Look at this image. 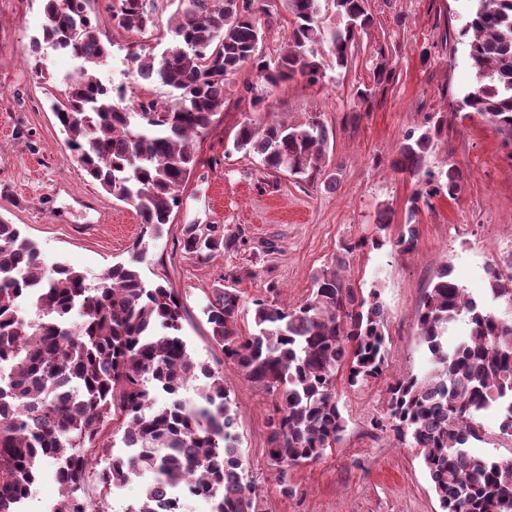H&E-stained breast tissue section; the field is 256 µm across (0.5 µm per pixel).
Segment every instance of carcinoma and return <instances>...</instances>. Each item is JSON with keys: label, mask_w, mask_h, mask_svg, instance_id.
Here are the masks:
<instances>
[{"label": "carcinoma", "mask_w": 512, "mask_h": 512, "mask_svg": "<svg viewBox=\"0 0 512 512\" xmlns=\"http://www.w3.org/2000/svg\"><path fill=\"white\" fill-rule=\"evenodd\" d=\"M91 0H46L42 41L85 63L109 55ZM255 0H179L172 15L175 42L159 57L131 52L128 60L145 80L175 92L159 110L134 109L106 93L83 67L72 75L52 111L85 174L105 192L131 206L157 234L180 205V188L197 164L190 143L224 108V77L252 63L275 87L297 76L311 84L323 73L316 48L328 44L336 66L348 67L350 46L372 17L367 0H332L339 24L322 26L319 0H287L291 15L288 51L270 61L257 54L264 29ZM114 25L142 33L152 24L144 0H119ZM465 32L478 84L463 108L492 123L512 145V0H472ZM437 119L406 134L392 166L421 177L408 214L439 195L455 198L465 175L454 163L424 169L427 150L444 128ZM329 129L314 115L299 122L240 125L237 151L260 157L271 173L318 177L332 187L341 169L329 166ZM416 228L407 224L395 246L410 253ZM346 243L332 264L319 270L307 300L285 311L255 301L254 329L243 333L240 297L229 287L213 291L207 322L213 341L248 382L275 396L269 416L270 465L282 496L293 495L288 468L315 463L338 443L346 421L335 389L340 370L350 385L381 377L387 356L386 319L377 292L363 295L345 275L344 255L365 246ZM232 241L211 225L183 226L188 254L217 253ZM141 242L126 262L112 265L97 283L80 271L46 268L35 243L0 219V512H23L43 462L56 466L61 500L50 512H105L85 485L100 492L141 472L153 475L132 512H181L176 491L207 498L211 512H259L246 481L224 374L194 362L179 334L183 303L162 283L142 279ZM491 304L468 296L444 271L424 294L420 336L432 369L397 378L388 386V423L395 439L417 450L442 512H512V458L475 454L481 418L495 408L500 433L512 437V314L494 305L512 302V261L487 269ZM467 318L469 337L448 343V329ZM205 377L198 400L181 397L188 381ZM169 402L154 407L155 393ZM124 430L131 453L110 455L109 423ZM163 487L175 490L160 500Z\"/></svg>", "instance_id": "cac0c4a2"}]
</instances>
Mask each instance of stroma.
Here are the masks:
<instances>
[{
    "mask_svg": "<svg viewBox=\"0 0 512 512\" xmlns=\"http://www.w3.org/2000/svg\"><path fill=\"white\" fill-rule=\"evenodd\" d=\"M43 0H0V218L18 225L38 246L45 266L60 263L96 282L113 264L128 259L134 243L144 248L140 271L146 282L173 288L183 302L180 334L195 362L224 373L245 475L262 512H441L431 481L414 449L392 432L374 429L387 417V389L394 379L424 374L430 354L419 335L418 309L442 270L470 296L482 298L488 265L512 260V161L503 137L461 100L475 83L464 34L470 0H367L373 21L356 38L347 68L336 66L328 48L318 51L325 76L302 78L267 89L252 107L244 84L262 87L251 68L227 76L224 109L195 140L197 167L170 224L146 233L136 212L92 182L65 147L50 109L75 69L70 56L37 45L44 23ZM101 31L109 41L107 65L90 66L102 83L127 86V103L171 105L176 93L138 77L127 62L131 50L161 55L173 42L175 0H146L156 19L139 35L112 24L108 0H95ZM388 59L394 75L377 85L373 70ZM264 87V86H263ZM370 90L368 100L358 96ZM319 114L332 128L328 156L342 167L336 186L267 176L259 158L235 150L241 123L300 121ZM448 126L427 155V169L456 163L467 175L456 198L439 196L408 218L418 178L393 170L391 162L408 131L427 116ZM388 209V241L368 244L346 257L357 291H377L389 332L381 378L352 386L336 379V399L347 428L336 448L316 463L292 467L293 497L279 493L269 463L267 421L272 396L252 386L211 338L204 308L219 284L240 296L239 323L253 328L255 300L283 309L301 304L312 276L331 264L343 243L377 237L376 220ZM414 222L417 241L404 254L393 242ZM214 225L236 239L220 253L185 254L182 227Z\"/></svg>",
    "mask_w": 512,
    "mask_h": 512,
    "instance_id": "stroma-1",
    "label": "stroma"
}]
</instances>
